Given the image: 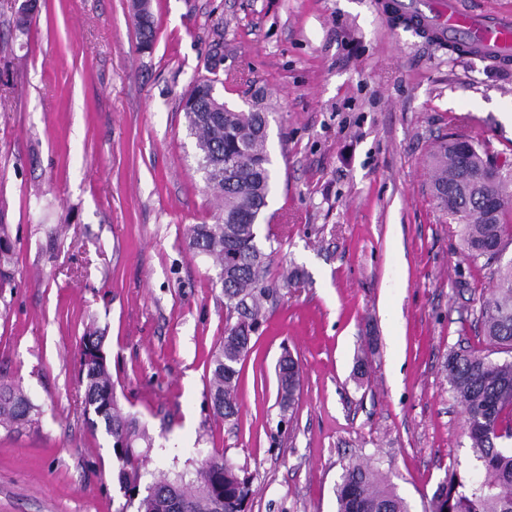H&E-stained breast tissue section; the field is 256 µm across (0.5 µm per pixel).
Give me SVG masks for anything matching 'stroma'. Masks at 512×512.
I'll return each instance as SVG.
<instances>
[{
	"instance_id": "35a3bbf8",
	"label": "stroma",
	"mask_w": 512,
	"mask_h": 512,
	"mask_svg": "<svg viewBox=\"0 0 512 512\" xmlns=\"http://www.w3.org/2000/svg\"><path fill=\"white\" fill-rule=\"evenodd\" d=\"M21 2L0 0V380L38 411L0 427V512L121 508L77 375L92 331L155 439L153 474L221 455L250 479L249 512H336L344 467L364 461L424 512L470 454L449 352L511 355L484 338L494 268L436 208L429 157L456 132L512 164V65L413 34L382 0H152L147 51L131 0H37L25 33ZM210 75L235 108L265 93L285 227L271 270L303 273L239 363L229 420L208 393L224 294L187 237L215 209L181 101ZM286 350L301 387L284 412Z\"/></svg>"
}]
</instances>
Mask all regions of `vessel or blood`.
Wrapping results in <instances>:
<instances>
[{"label":"vessel or blood","mask_w":512,"mask_h":512,"mask_svg":"<svg viewBox=\"0 0 512 512\" xmlns=\"http://www.w3.org/2000/svg\"><path fill=\"white\" fill-rule=\"evenodd\" d=\"M393 7L405 18L414 14L427 16L430 23L451 38L476 41L491 51L512 46V16L507 14L470 15L459 9L456 0H449L447 9L437 14L432 11L431 0H395Z\"/></svg>","instance_id":"vessel-or-blood-1"}]
</instances>
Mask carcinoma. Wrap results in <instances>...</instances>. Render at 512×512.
Listing matches in <instances>:
<instances>
[{
    "mask_svg": "<svg viewBox=\"0 0 512 512\" xmlns=\"http://www.w3.org/2000/svg\"><path fill=\"white\" fill-rule=\"evenodd\" d=\"M184 102L187 129L196 137L197 170L220 202L215 223L194 224L188 235L190 249L218 269L216 283L224 292L227 318L235 319L212 354L209 379L214 413L231 419L238 413L237 365L250 352L252 335L263 323L267 307L275 304L280 288L298 279V272L270 275L271 252L282 232L279 225H267L264 238H259L273 180L267 108L258 102L247 111L230 108L214 95V81L208 78L196 80ZM470 140L474 149L467 153L451 138L441 141L430 166L436 205L446 214H459L463 248L476 263L482 251L512 237V225L503 222L504 213L512 209V181L504 177L493 187L496 213L486 216L482 195L459 189L463 169L488 161L477 138ZM478 320L491 343L512 350V260L497 268L492 296L481 304ZM82 343L90 348L79 369L85 411L101 419L112 438L125 496L119 512H247L248 480L222 456L205 459L190 480L183 475L155 477L140 493L148 471L138 448L142 443L152 447V439L119 406L100 337L85 336ZM446 371L449 389L465 414L471 462L464 472L454 471L438 485L428 512H512V453L498 446L500 439L512 440V360H493L472 349L453 351ZM277 381V403L285 412L294 405L300 386L293 357L279 361ZM35 410L22 389L0 382V426L25 425ZM336 512L411 510L379 469L353 463L336 484Z\"/></svg>",
    "mask_w": 512,
    "mask_h": 512,
    "instance_id": "carcinoma-1",
    "label": "carcinoma"
}]
</instances>
